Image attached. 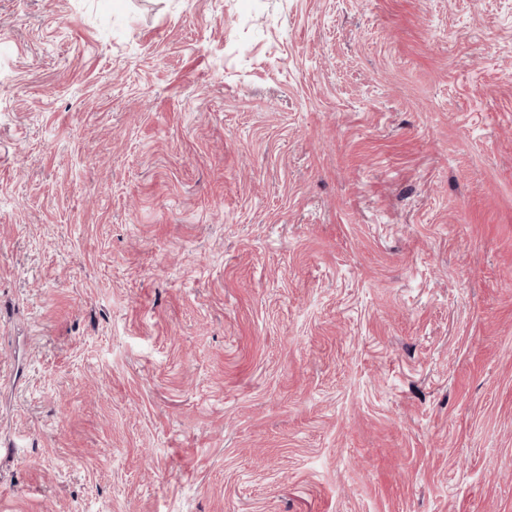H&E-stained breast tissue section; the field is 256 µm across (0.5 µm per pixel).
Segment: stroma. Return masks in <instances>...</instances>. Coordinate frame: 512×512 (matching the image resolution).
<instances>
[{
    "mask_svg": "<svg viewBox=\"0 0 512 512\" xmlns=\"http://www.w3.org/2000/svg\"><path fill=\"white\" fill-rule=\"evenodd\" d=\"M0 512H512V0H0Z\"/></svg>",
    "mask_w": 512,
    "mask_h": 512,
    "instance_id": "1",
    "label": "stroma"
}]
</instances>
